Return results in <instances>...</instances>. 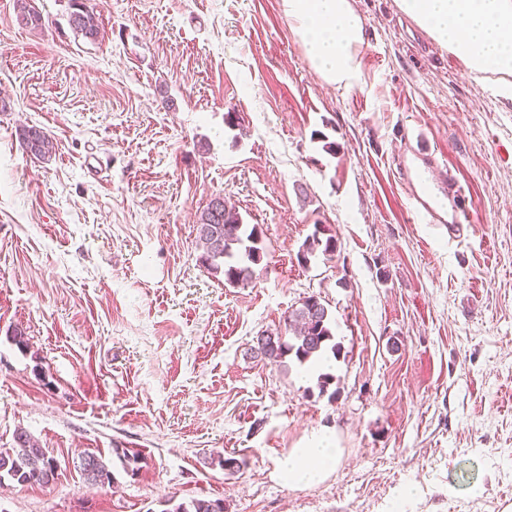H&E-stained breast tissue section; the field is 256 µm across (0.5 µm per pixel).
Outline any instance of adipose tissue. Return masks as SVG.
Segmentation results:
<instances>
[{
    "label": "adipose tissue",
    "instance_id": "1",
    "mask_svg": "<svg viewBox=\"0 0 512 512\" xmlns=\"http://www.w3.org/2000/svg\"><path fill=\"white\" fill-rule=\"evenodd\" d=\"M399 10L458 58L474 78L496 76L512 100V0H396ZM304 59L336 88L362 79L360 51L367 42L354 0H281ZM337 448L323 434L284 455L277 475L284 482L310 484L327 476Z\"/></svg>",
    "mask_w": 512,
    "mask_h": 512
}]
</instances>
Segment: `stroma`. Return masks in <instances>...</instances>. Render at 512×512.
<instances>
[{
    "mask_svg": "<svg viewBox=\"0 0 512 512\" xmlns=\"http://www.w3.org/2000/svg\"><path fill=\"white\" fill-rule=\"evenodd\" d=\"M92 2L96 42L71 28L70 0H31L40 30L0 0V448L22 429L58 465L50 484L0 489V512H161L172 497L512 512V100L396 0H356L368 39L349 91L306 64L281 0ZM22 124L49 134L51 159L23 152ZM416 154L472 196L461 236L414 211L396 162ZM219 194L264 232L244 288L200 261L196 219ZM318 224L336 252L299 264ZM312 294L339 358L251 357ZM322 433L333 470L280 480L278 459ZM118 447L142 453L137 475ZM87 452L115 485L83 478Z\"/></svg>",
    "mask_w": 512,
    "mask_h": 512,
    "instance_id": "35a3bbf8",
    "label": "stroma"
}]
</instances>
